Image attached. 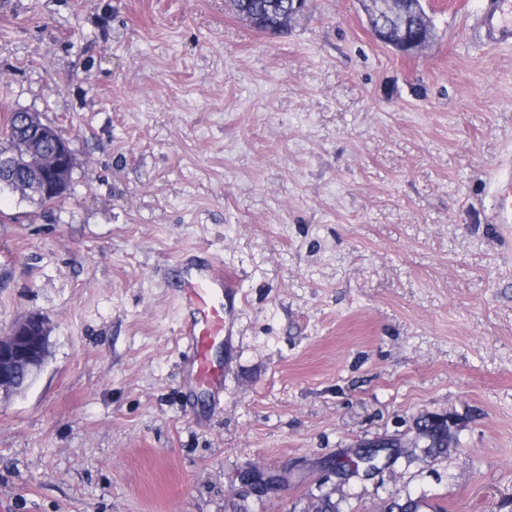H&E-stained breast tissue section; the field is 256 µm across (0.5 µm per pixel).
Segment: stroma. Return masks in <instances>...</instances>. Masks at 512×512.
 <instances>
[{
	"instance_id": "stroma-1",
	"label": "stroma",
	"mask_w": 512,
	"mask_h": 512,
	"mask_svg": "<svg viewBox=\"0 0 512 512\" xmlns=\"http://www.w3.org/2000/svg\"><path fill=\"white\" fill-rule=\"evenodd\" d=\"M486 2L447 0L406 57L358 0L282 35L229 0H0V113L76 154L57 204L0 191V336L50 326L0 396L6 512H512V45ZM192 248L242 277L217 406L176 344ZM446 413L429 457L416 421ZM372 440L403 458L337 476Z\"/></svg>"
}]
</instances>
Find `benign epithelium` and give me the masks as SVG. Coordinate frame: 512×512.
<instances>
[{
	"label": "benign epithelium",
	"instance_id": "1",
	"mask_svg": "<svg viewBox=\"0 0 512 512\" xmlns=\"http://www.w3.org/2000/svg\"><path fill=\"white\" fill-rule=\"evenodd\" d=\"M365 12L367 23L374 38L402 53H412L423 47L427 40L422 34L408 32V19L412 13L425 10V0H358ZM17 121L31 132L42 134L50 127L35 113L19 110ZM34 167L44 179L29 184L22 181L20 172ZM75 167V153L70 143L56 141L52 147L33 151L26 141H21L7 152L0 153V189L7 187L21 195L37 194L43 198L68 190L69 174ZM49 344V327L38 312L28 313L15 323L9 332L0 336V392L15 390L20 381L31 384L45 365Z\"/></svg>",
	"mask_w": 512,
	"mask_h": 512
}]
</instances>
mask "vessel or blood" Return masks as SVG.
Listing matches in <instances>:
<instances>
[{
  "instance_id": "obj_1",
  "label": "vessel or blood",
  "mask_w": 512,
  "mask_h": 512,
  "mask_svg": "<svg viewBox=\"0 0 512 512\" xmlns=\"http://www.w3.org/2000/svg\"><path fill=\"white\" fill-rule=\"evenodd\" d=\"M487 38L494 44L512 42V0H488L483 15ZM179 274L178 301L186 318L179 329L188 385L205 387L213 396L224 392L226 366L213 359L215 347L231 352L239 281L222 261L181 255L174 262Z\"/></svg>"
}]
</instances>
